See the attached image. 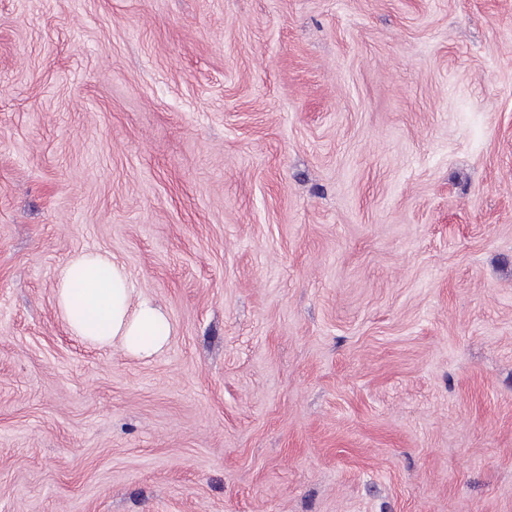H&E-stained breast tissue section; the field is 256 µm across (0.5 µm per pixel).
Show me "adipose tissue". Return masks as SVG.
Returning <instances> with one entry per match:
<instances>
[{
  "mask_svg": "<svg viewBox=\"0 0 512 512\" xmlns=\"http://www.w3.org/2000/svg\"><path fill=\"white\" fill-rule=\"evenodd\" d=\"M56 307L75 335L99 347L120 344L132 357H152L170 340L165 312L150 299L132 301L127 270L106 252L77 253L60 268Z\"/></svg>",
  "mask_w": 512,
  "mask_h": 512,
  "instance_id": "1",
  "label": "adipose tissue"
}]
</instances>
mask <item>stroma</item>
I'll return each mask as SVG.
<instances>
[{
	"mask_svg": "<svg viewBox=\"0 0 512 512\" xmlns=\"http://www.w3.org/2000/svg\"><path fill=\"white\" fill-rule=\"evenodd\" d=\"M0 512H512V0H0ZM130 277L111 254L86 250L59 270L56 307L71 331L86 342L110 347L119 343L132 357L145 359L169 343L165 312L148 298L132 306Z\"/></svg>",
	"mask_w": 512,
	"mask_h": 512,
	"instance_id": "obj_1",
	"label": "stroma"
}]
</instances>
